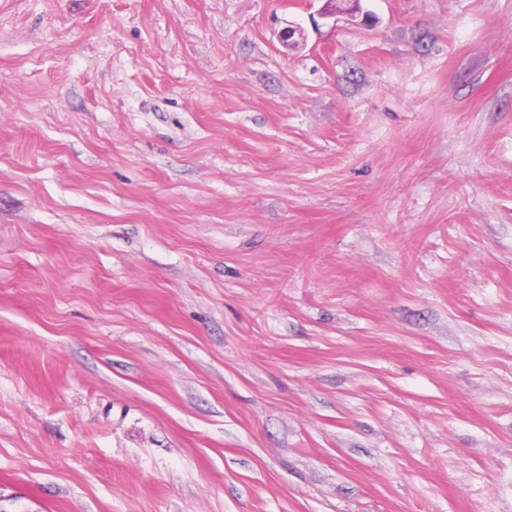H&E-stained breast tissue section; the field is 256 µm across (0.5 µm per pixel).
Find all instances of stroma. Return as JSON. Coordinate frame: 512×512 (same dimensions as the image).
I'll list each match as a JSON object with an SVG mask.
<instances>
[{"label": "stroma", "mask_w": 512, "mask_h": 512, "mask_svg": "<svg viewBox=\"0 0 512 512\" xmlns=\"http://www.w3.org/2000/svg\"><path fill=\"white\" fill-rule=\"evenodd\" d=\"M0 512H512V0H0Z\"/></svg>", "instance_id": "1"}]
</instances>
